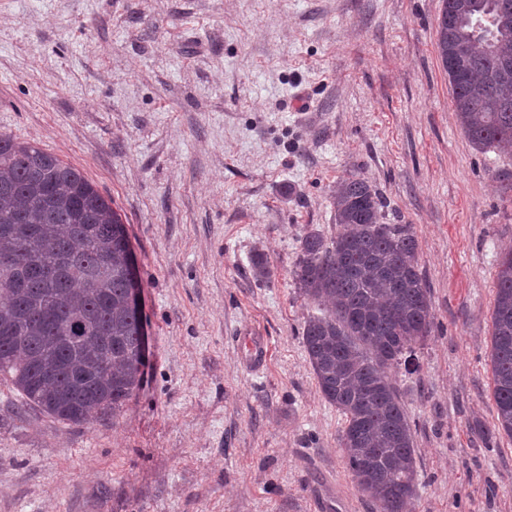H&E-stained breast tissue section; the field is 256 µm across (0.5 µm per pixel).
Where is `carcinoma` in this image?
<instances>
[{"instance_id":"obj_1","label":"carcinoma","mask_w":512,"mask_h":512,"mask_svg":"<svg viewBox=\"0 0 512 512\" xmlns=\"http://www.w3.org/2000/svg\"><path fill=\"white\" fill-rule=\"evenodd\" d=\"M436 45L460 126L479 151L512 153V0H442ZM339 231L299 242L292 279L319 314L302 340L325 400L344 417L339 447L380 512H408L416 487L408 416L387 372L432 330L411 224L385 222L366 178L336 182ZM35 234L23 237L17 227ZM130 242L120 216L83 173L33 143L0 135V376L25 404L60 421L117 417L142 383V311L128 302ZM259 281L272 276L261 253ZM497 431L512 438V252L498 261L493 311Z\"/></svg>"}]
</instances>
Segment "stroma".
<instances>
[{"label":"stroma","instance_id":"1","mask_svg":"<svg viewBox=\"0 0 512 512\" xmlns=\"http://www.w3.org/2000/svg\"><path fill=\"white\" fill-rule=\"evenodd\" d=\"M442 0H0V134L78 168L129 236L147 333L117 418L67 424L0 383V512H379L302 341L291 276L350 173L414 225L433 330L389 378L412 512H512L492 314L512 156L474 149L436 46ZM262 252L270 282L251 259ZM271 348L249 365L238 339Z\"/></svg>","mask_w":512,"mask_h":512}]
</instances>
